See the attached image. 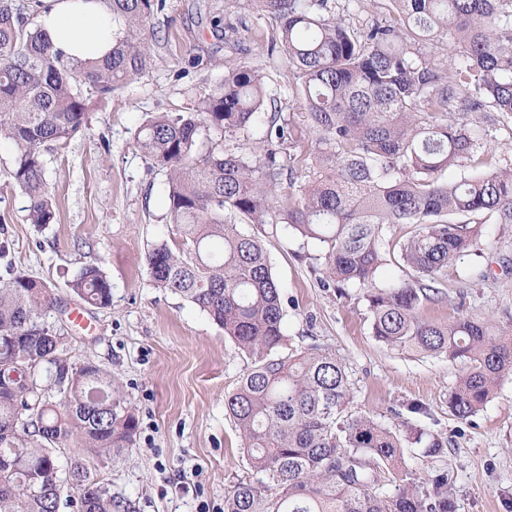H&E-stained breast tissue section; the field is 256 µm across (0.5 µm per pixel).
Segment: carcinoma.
<instances>
[{
  "label": "carcinoma",
  "instance_id": "1",
  "mask_svg": "<svg viewBox=\"0 0 512 512\" xmlns=\"http://www.w3.org/2000/svg\"><path fill=\"white\" fill-rule=\"evenodd\" d=\"M354 17V0H256L278 28L311 118L320 182L284 195L277 152L226 153L267 110V141L291 137L265 76L237 65L192 110L159 113L137 130V147L167 173L168 215L183 238L149 251L159 288L205 312L251 359L225 407L255 478L224 496V512H455L448 474L422 481L403 466V438L348 410L350 383L336 354L319 347L283 353L281 291L261 241L244 224H285L321 244L325 284L366 289L375 339L391 350L444 357L461 372L448 397L459 421L474 416L512 374V324L477 312L445 323L421 313L448 265L480 250L479 226L512 224V167L480 150L477 115L512 119V0H389L394 14ZM122 37L105 59L74 62L28 27L23 5L0 0V139L15 157L10 177L27 197V221L54 223L56 204L40 147L83 128L90 96L112 93L152 62L147 28L165 0H110ZM421 42L455 51L453 66L415 52ZM466 170L448 180V170ZM387 224H408L402 242ZM405 278L378 288L394 257ZM81 301L112 304L101 270L69 282ZM53 289L18 276L0 283V512H137L99 479L95 464L130 447L137 419L100 367L64 358L69 337L45 321ZM438 458L444 442L411 436ZM68 455L63 469L58 458ZM394 474V488L384 479Z\"/></svg>",
  "mask_w": 512,
  "mask_h": 512
}]
</instances>
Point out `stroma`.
<instances>
[{"mask_svg":"<svg viewBox=\"0 0 512 512\" xmlns=\"http://www.w3.org/2000/svg\"><path fill=\"white\" fill-rule=\"evenodd\" d=\"M150 24L160 36L145 75L89 102L86 125L67 144L42 145L47 188L57 219L27 223L25 195L11 184L14 148L0 140V282L18 276L47 283L57 305L47 320L69 334V363L92 362L111 373L138 420L131 448L100 463L114 491L139 512H224V493L252 472L225 398L251 364L205 313L152 282L147 256L174 241L167 176L134 144L151 115L184 112L224 76L228 64L262 69L292 136L279 145L283 186L322 177L303 99L268 38L276 20L250 0H166ZM264 245L281 289L288 350L335 352L351 383V410L408 435L431 432L443 458L407 445L405 467L427 477L447 471L456 512H512V376L469 421H458L448 396L459 368L445 359L387 349L372 334L363 289L325 287L320 246L282 224H249ZM481 252L448 268L441 294L422 309L439 323L476 310L512 320V224L480 227ZM88 264L112 286V304L90 306L68 287ZM420 403L425 414L409 413Z\"/></svg>","mask_w":512,"mask_h":512,"instance_id":"35a3bbf8","label":"stroma"}]
</instances>
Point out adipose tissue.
<instances>
[{"label":"adipose tissue","instance_id":"adipose-tissue-1","mask_svg":"<svg viewBox=\"0 0 512 512\" xmlns=\"http://www.w3.org/2000/svg\"><path fill=\"white\" fill-rule=\"evenodd\" d=\"M38 24L52 50L73 60H101L112 51L119 29L109 0H43Z\"/></svg>","mask_w":512,"mask_h":512}]
</instances>
